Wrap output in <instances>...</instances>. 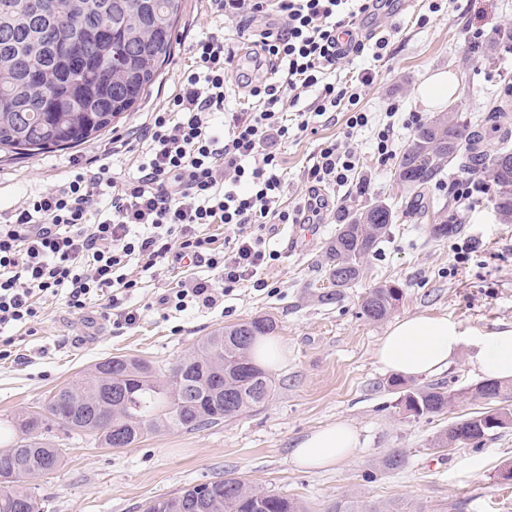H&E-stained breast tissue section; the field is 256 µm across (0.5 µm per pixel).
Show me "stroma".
Instances as JSON below:
<instances>
[{"instance_id": "obj_1", "label": "stroma", "mask_w": 512, "mask_h": 512, "mask_svg": "<svg viewBox=\"0 0 512 512\" xmlns=\"http://www.w3.org/2000/svg\"><path fill=\"white\" fill-rule=\"evenodd\" d=\"M399 32L372 69L373 84L362 87L360 106L373 125L386 122L388 104L399 118L422 113L416 89L434 72L457 78L453 100L461 120L476 124L512 78V0H443L429 13L426 0H396L390 17ZM212 19L201 0H185L175 32L173 53L157 83L136 108L115 120L110 133L80 146L25 158L0 155V206L17 207L27 196L61 184L74 159L102 153L113 137L132 132L146 112L161 107L187 61L188 46ZM484 32V45L472 49L469 36ZM345 113L334 122L315 123L282 146V198L294 207L308 188L307 173L323 143L342 138ZM360 156L353 182L327 186L328 206L321 223L279 224L263 231L267 249L278 257L262 270L264 287H234L215 309H189L162 315L156 295L186 274L167 266L143 274L132 302L141 318L131 327L113 326L107 317L93 322L71 314L56 301L45 304L36 335L22 342V358L0 362V422L16 423L38 409L49 394L106 357L126 356L166 369L211 331L266 316L274 334L288 347L285 365L270 370L273 393L264 404L216 426L166 429L126 448H107L87 434L52 427L49 437L62 448V467L32 480L30 493L44 512H144L157 498L198 483L234 474L251 484L297 499L306 512H331L336 501L353 498L367 504L397 506L402 512H512V482L497 471L512 462V427L490 433L476 448L435 450V436L451 422L481 411L487 403H456L447 413L403 415L389 386L391 376L376 363L374 350L392 319L422 313L445 315L459 323L468 339L512 322V223H499L490 196L474 194L470 207L459 206L461 171L445 169L423 201L395 178L397 162L380 163L371 128L352 137ZM382 200L396 211L376 251L364 262L363 275L341 299L319 301L329 283L325 251L336 233L344 206ZM459 217L460 234L440 241L429 233L438 215ZM469 248L465 266H456L458 247ZM394 284L403 299L391 319L371 322L360 314L370 289ZM345 421L359 432L357 455L327 472L297 467L289 456L293 442L324 425ZM406 454L394 471L376 468L389 449Z\"/></svg>"}]
</instances>
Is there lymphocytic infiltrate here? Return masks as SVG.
<instances>
[{"instance_id": "lymphocytic-infiltrate-1", "label": "lymphocytic infiltrate", "mask_w": 512, "mask_h": 512, "mask_svg": "<svg viewBox=\"0 0 512 512\" xmlns=\"http://www.w3.org/2000/svg\"><path fill=\"white\" fill-rule=\"evenodd\" d=\"M393 2L205 0L207 13L234 22L239 37L249 21L276 18L257 41L274 64L271 76L251 83L244 107L227 111L233 75L224 30L203 32L192 41L166 104L137 128L143 150L135 176L111 175L105 163L94 170L76 165L56 188L0 210V360L17 356L21 335H33L41 304L50 298L76 315L97 301L115 324L134 325L140 312L128 300L140 280L132 269L149 271L169 255L205 264L221 281L179 282L157 296V305L178 312L216 307L274 257L252 238L251 225L268 217L318 223L326 206L321 186L353 180L359 167L354 131L373 127L379 159L390 160L398 104L387 106L389 123L372 126L354 87L336 85L331 76L355 59L380 57L386 37L362 34L359 26ZM308 91L316 97L300 107ZM342 108L348 114L343 138L319 150L302 201L279 208L285 192L279 145L315 118L333 121ZM214 224L236 225L230 251L213 248L207 229Z\"/></svg>"}]
</instances>
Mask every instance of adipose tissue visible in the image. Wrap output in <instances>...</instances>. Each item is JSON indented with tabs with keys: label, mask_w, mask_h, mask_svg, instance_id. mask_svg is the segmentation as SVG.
Listing matches in <instances>:
<instances>
[{
	"label": "adipose tissue",
	"mask_w": 512,
	"mask_h": 512,
	"mask_svg": "<svg viewBox=\"0 0 512 512\" xmlns=\"http://www.w3.org/2000/svg\"><path fill=\"white\" fill-rule=\"evenodd\" d=\"M464 343L459 325L448 317L420 314L395 320L374 351L376 362L388 372L407 378L436 374L456 360ZM470 363L486 377L512 379V323L500 324L474 342ZM360 446L357 430L339 421L312 431L290 450L300 468L318 471L354 457Z\"/></svg>",
	"instance_id": "adipose-tissue-1"
}]
</instances>
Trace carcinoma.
<instances>
[{
  "label": "carcinoma",
  "instance_id": "obj_1",
  "mask_svg": "<svg viewBox=\"0 0 512 512\" xmlns=\"http://www.w3.org/2000/svg\"><path fill=\"white\" fill-rule=\"evenodd\" d=\"M184 11V0H47L35 14L30 0H0V153L29 156L76 147L112 128L119 116L133 110L146 96L169 60L175 30ZM459 106L423 125L401 155L395 176L414 192V200L436 181L445 167L461 170L480 167L496 186L493 209L503 224L512 223V148L509 132L493 155L478 149L481 130L469 135L468 152H462ZM390 205L375 201L344 207L339 229L326 250L331 290L319 295L331 303L342 289L359 280L365 259L393 223ZM448 219L430 226L436 239L458 233ZM402 300L392 284L371 289L361 303L368 321L384 320ZM275 322L257 317L216 329L175 365L179 375L171 381L167 371L145 361L109 357L105 375L90 368L79 378L49 395L29 425L26 437L14 434L0 448V475L12 477L0 486V512H28L32 498L27 480L55 472L63 454L38 436L52 425L91 434L106 448H125L161 429L218 425L266 402L273 384L256 365L249 348L257 336L271 333ZM398 404L413 417L444 414L449 405L501 398L505 404L455 420L434 439L433 447L479 446L498 429L512 426V384L480 380L449 390L438 385H409L393 379ZM405 453L392 448L378 462V469L397 470ZM168 497L167 512H304L295 499L259 488L245 479L226 475ZM333 512H399L361 506L340 500Z\"/></svg>",
  "mask_w": 512,
  "mask_h": 512
}]
</instances>
